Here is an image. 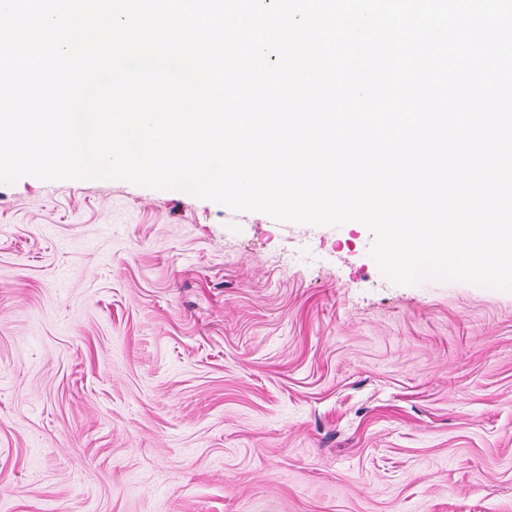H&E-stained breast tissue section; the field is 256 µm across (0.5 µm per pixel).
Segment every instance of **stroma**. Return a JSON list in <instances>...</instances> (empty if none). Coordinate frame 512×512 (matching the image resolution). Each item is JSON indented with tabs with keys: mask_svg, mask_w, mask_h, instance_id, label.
<instances>
[{
	"mask_svg": "<svg viewBox=\"0 0 512 512\" xmlns=\"http://www.w3.org/2000/svg\"><path fill=\"white\" fill-rule=\"evenodd\" d=\"M372 242L0 184V512H512V292Z\"/></svg>",
	"mask_w": 512,
	"mask_h": 512,
	"instance_id": "obj_1",
	"label": "stroma"
}]
</instances>
